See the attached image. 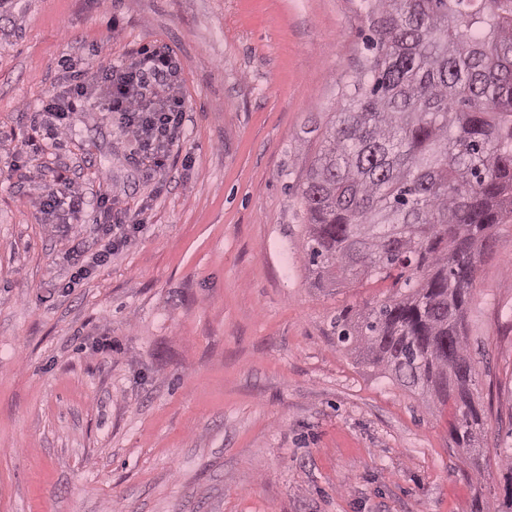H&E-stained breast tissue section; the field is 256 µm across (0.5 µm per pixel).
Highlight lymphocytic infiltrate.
Instances as JSON below:
<instances>
[{
	"label": "lymphocytic infiltrate",
	"mask_w": 512,
	"mask_h": 512,
	"mask_svg": "<svg viewBox=\"0 0 512 512\" xmlns=\"http://www.w3.org/2000/svg\"><path fill=\"white\" fill-rule=\"evenodd\" d=\"M60 68L65 85L42 100L32 120L34 126L48 139L61 140L68 133L69 116L77 103L98 99L120 132L135 143L148 169H165L186 121L181 66L171 48L138 50L121 64L102 68L91 77L69 59Z\"/></svg>",
	"instance_id": "lymphocytic-infiltrate-1"
}]
</instances>
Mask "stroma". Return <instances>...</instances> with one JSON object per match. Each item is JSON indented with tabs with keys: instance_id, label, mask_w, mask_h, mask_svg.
<instances>
[{
	"instance_id": "obj_1",
	"label": "stroma",
	"mask_w": 512,
	"mask_h": 512,
	"mask_svg": "<svg viewBox=\"0 0 512 512\" xmlns=\"http://www.w3.org/2000/svg\"><path fill=\"white\" fill-rule=\"evenodd\" d=\"M369 34L361 0H0V512H502L512 223L466 312L478 471L453 404L337 340L387 283L327 288L308 267L299 186ZM162 45L188 111L163 192L102 105L30 145L62 58L98 69ZM68 179L151 201L77 282L95 209L41 212Z\"/></svg>"
}]
</instances>
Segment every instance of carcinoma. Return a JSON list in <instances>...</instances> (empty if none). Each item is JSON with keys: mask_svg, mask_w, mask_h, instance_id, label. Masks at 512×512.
I'll list each match as a JSON object with an SVG mask.
<instances>
[{"mask_svg": "<svg viewBox=\"0 0 512 512\" xmlns=\"http://www.w3.org/2000/svg\"><path fill=\"white\" fill-rule=\"evenodd\" d=\"M372 36L300 193L318 279H392L338 341L461 413L472 450L465 311L491 230L512 221V0H364Z\"/></svg>", "mask_w": 512, "mask_h": 512, "instance_id": "1", "label": "carcinoma"}]
</instances>
